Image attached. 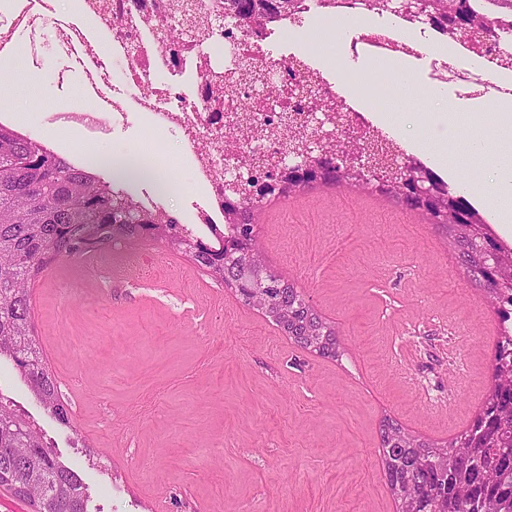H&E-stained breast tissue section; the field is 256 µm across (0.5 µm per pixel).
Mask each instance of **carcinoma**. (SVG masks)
<instances>
[{"label":"carcinoma","mask_w":512,"mask_h":512,"mask_svg":"<svg viewBox=\"0 0 512 512\" xmlns=\"http://www.w3.org/2000/svg\"><path fill=\"white\" fill-rule=\"evenodd\" d=\"M224 19L247 29L267 28L299 8L285 0H223ZM449 0H408L406 11L422 13L462 40L469 33L448 23ZM305 175L286 174L259 197L224 202V238L216 244L188 240L173 223L155 222L134 204L135 194L118 191L94 173L76 172L64 161L0 123V362L15 370L43 410L58 423L73 419L55 378L40 360L31 318L30 283L51 263L100 253L118 239L149 238L184 250L243 300L259 287L266 310L289 338L325 358L339 357L336 330L306 303L294 285L268 267L257 268L261 249L254 224L269 200L315 186H361L415 211L426 207L428 223L450 238L466 276L484 287L500 321L512 291V247L505 245L466 197L426 204L411 179L388 185L360 178L351 163L313 161ZM383 469L398 512H512V329L500 334L489 393L469 426L437 446L386 420L381 429ZM0 487L26 500L32 512H90L80 475L60 463L39 434L35 420L0 399Z\"/></svg>","instance_id":"carcinoma-1"}]
</instances>
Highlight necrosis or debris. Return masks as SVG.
<instances>
[{
  "mask_svg": "<svg viewBox=\"0 0 512 512\" xmlns=\"http://www.w3.org/2000/svg\"><path fill=\"white\" fill-rule=\"evenodd\" d=\"M171 0H74L72 16L93 19L98 35L55 21L49 0H24L11 26L0 27V50L16 46L15 31L23 27L49 28L52 41L70 57L82 76L80 103L55 109L52 119L78 125L95 134H107L127 124L132 112H144L146 129L156 151H163L168 135H176L192 156L198 196L189 206L172 208L150 203L163 220H175L187 237L213 242L224 236L225 198H252L279 174L277 158L289 132L309 123L312 112L341 110L350 124L356 145L380 150L425 170L433 164L428 154L407 149L371 118L379 101L364 99L355 105L344 96L334 78L298 61L294 54L278 53L274 43L288 44L311 19L342 17L352 26V55L372 51L370 80L394 72L406 58L431 62V82L419 91L431 95L436 85L452 79L457 95L470 89L473 77L490 86H512V60L500 52L498 41L480 45L456 44L433 25L411 18L370 11L364 6L337 5L308 9L285 17L256 35L227 26L217 11V0H200L197 17L201 33L178 37L180 18L170 10ZM247 59L268 78L265 97L249 84L236 85L233 57ZM293 71L300 83L294 92L283 91L280 77ZM233 105L238 120L224 123L226 105ZM251 155V167L232 176L225 157Z\"/></svg>",
  "mask_w": 512,
  "mask_h": 512,
  "instance_id": "necrosis-or-debris-1",
  "label": "necrosis or debris"
}]
</instances>
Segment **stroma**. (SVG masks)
<instances>
[{
	"mask_svg": "<svg viewBox=\"0 0 512 512\" xmlns=\"http://www.w3.org/2000/svg\"><path fill=\"white\" fill-rule=\"evenodd\" d=\"M51 41L0 53V102L29 125L80 77ZM476 106L415 102L400 137L491 184L458 142ZM267 265L335 326L332 360L296 345L184 252L138 240L94 269L59 260L30 286L43 361L75 406L60 425L16 397L80 474L93 512H396L379 453L390 419L442 443L465 430L490 384L498 317L444 235L359 188L267 202L255 227ZM165 265L148 279L136 268Z\"/></svg>",
	"mask_w": 512,
	"mask_h": 512,
	"instance_id": "stroma-1",
	"label": "stroma"
}]
</instances>
